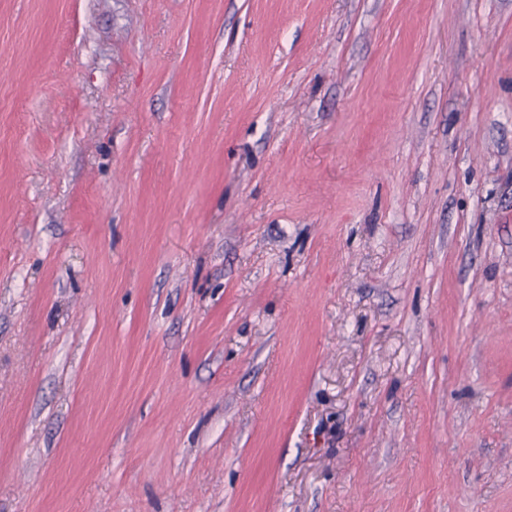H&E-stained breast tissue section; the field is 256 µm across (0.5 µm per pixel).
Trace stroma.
<instances>
[{"label": "stroma", "instance_id": "35a3bbf8", "mask_svg": "<svg viewBox=\"0 0 512 512\" xmlns=\"http://www.w3.org/2000/svg\"><path fill=\"white\" fill-rule=\"evenodd\" d=\"M0 512H512V0H0Z\"/></svg>", "mask_w": 512, "mask_h": 512}]
</instances>
